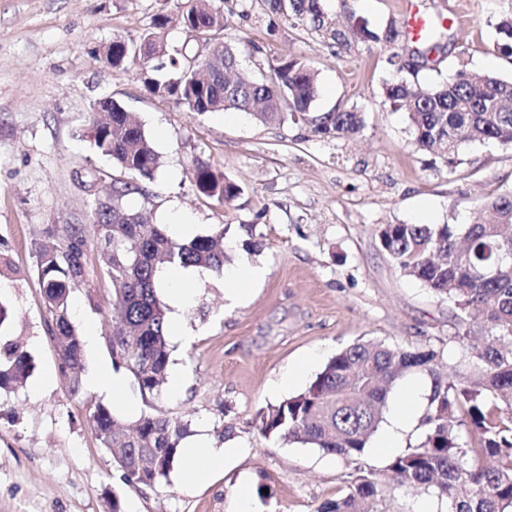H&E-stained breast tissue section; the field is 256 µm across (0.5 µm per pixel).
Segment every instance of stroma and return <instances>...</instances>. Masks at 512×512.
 <instances>
[{
  "label": "stroma",
  "mask_w": 512,
  "mask_h": 512,
  "mask_svg": "<svg viewBox=\"0 0 512 512\" xmlns=\"http://www.w3.org/2000/svg\"><path fill=\"white\" fill-rule=\"evenodd\" d=\"M422 13L452 19L432 68L420 82L449 81L457 71L512 79V56L496 51L498 24L512 0H416ZM183 0H0V298L11 310L10 340L25 345L36 367L24 387L0 393V512H227L240 491L254 512H318L345 493L350 469L338 457L300 444L263 438L261 407L303 391L338 350L361 340L428 346L438 370L458 366L456 311L398 269L382 249L384 224L466 223L472 210L512 194V146L463 145L454 163L413 141L404 113L383 97L391 50L375 39L388 22L406 18L407 0H323L325 11L351 19L350 44L328 46L297 20L269 15L263 0H225L223 37L241 50L256 78L271 63L296 56L317 73L313 111L362 112L354 137L313 135L292 122L263 124L239 111L199 114L150 93L141 65L120 68L94 55L102 43L135 39L157 15L170 16L167 40L189 39L177 24ZM111 98L134 114L161 156L153 178L126 197L127 210L169 224L182 214L197 234L226 230L235 260L223 272L193 268L183 308L187 339L169 338V364L184 378L181 392L143 400L139 413L187 424L190 435L241 446L223 468L196 485L179 481L181 463L153 486L125 484L100 448L88 408L72 399L56 369L43 293L31 249L36 226L85 224L95 198L107 195L111 161L89 146L93 104ZM207 162L237 183L240 194L218 203L197 194L188 165ZM263 268L245 299L225 294L228 273ZM109 281L74 292L79 331L110 329ZM313 363L295 384L279 388L288 370ZM431 379L409 373L393 386L389 409L425 415ZM413 422L398 448L372 436L362 462L382 473L398 451L416 447ZM270 495L256 496L258 483Z\"/></svg>",
  "instance_id": "obj_1"
}]
</instances>
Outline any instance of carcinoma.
I'll return each instance as SVG.
<instances>
[{
  "mask_svg": "<svg viewBox=\"0 0 512 512\" xmlns=\"http://www.w3.org/2000/svg\"><path fill=\"white\" fill-rule=\"evenodd\" d=\"M270 14L295 18L332 43H347L345 27L324 11L322 0H265ZM183 28L195 45L169 53L168 19L154 18L139 40L116 36L98 50L99 59L118 67L130 58L146 64L168 59L172 77L145 76L147 90L174 98L190 112L238 110L262 123L290 119L327 138L352 137L364 126L351 109L314 112L315 73L304 60L282 58L272 74L256 79L241 70L238 47L224 42V13L217 0H185ZM443 17L430 20L426 42L415 48L424 59L440 49ZM496 49L512 56V15L499 23ZM385 102L406 114L415 143L440 152L452 163L462 145L494 140L512 145V80L494 75L474 79L465 71L439 86L400 77L383 88ZM105 111L92 122L91 145L112 160L121 177L112 196L95 201L89 223L35 228L32 250L43 290L48 333L57 341V372L68 395L83 394L82 336L71 320V296L91 285L90 264L112 283V328L105 336L114 370H124L143 398L161 394L169 365L167 308L156 292L163 267H202L221 271L231 261L224 233L172 237L160 224H146L124 210V199L141 187L126 175L150 178L160 158L140 124L116 101L93 105ZM199 194L219 203L240 187L198 159L190 169ZM382 249L396 267L445 297L457 310L458 343L465 364L443 378L438 354L430 348L391 346L378 340L353 343L328 359L302 392L258 412V432L266 439L313 446L352 466L347 492L328 500L320 512H372L380 479L361 459L384 421L392 386L404 374L431 377L420 445L393 457L384 479L398 487L424 489L446 501L448 512H512V195H499L471 212L467 224H384ZM34 358L17 341L0 347V389L22 386ZM96 439L131 486L143 485L136 462L152 466L153 482L166 478L186 427L153 413L126 426L112 411L96 405L90 414Z\"/></svg>",
  "mask_w": 512,
  "mask_h": 512,
  "instance_id": "obj_1",
  "label": "carcinoma"
}]
</instances>
